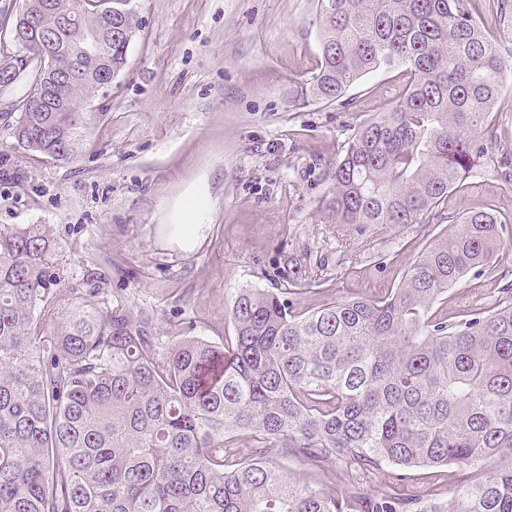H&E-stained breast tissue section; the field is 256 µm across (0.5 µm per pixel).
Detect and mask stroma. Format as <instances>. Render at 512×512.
I'll use <instances>...</instances> for the list:
<instances>
[{"label":"stroma","instance_id":"stroma-1","mask_svg":"<svg viewBox=\"0 0 512 512\" xmlns=\"http://www.w3.org/2000/svg\"><path fill=\"white\" fill-rule=\"evenodd\" d=\"M140 30L123 72L88 104L80 155L27 153L0 119V226L50 225L62 310L76 290L124 302L161 343L232 336L241 288L294 287L307 311L397 287L444 223L362 231L326 224L328 169L357 125L393 104L392 75L368 74L348 103L310 91L320 64L317 0H133ZM451 204L495 205L508 217L498 259L449 289L455 320L512 284V183L476 171ZM289 478L330 492L373 494L334 459H273ZM462 469L411 470L397 492L438 500L461 491Z\"/></svg>","mask_w":512,"mask_h":512}]
</instances>
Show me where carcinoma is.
I'll use <instances>...</instances> for the list:
<instances>
[{"mask_svg": "<svg viewBox=\"0 0 512 512\" xmlns=\"http://www.w3.org/2000/svg\"><path fill=\"white\" fill-rule=\"evenodd\" d=\"M478 0H317L312 95L339 100L363 76L397 73L393 106L360 124L330 166L323 223L376 229L448 212L400 284L296 311L283 291L241 288L224 346L181 336L158 350L152 323L97 288L59 317L47 224L0 227V512H512V288L450 321L432 307L504 246L496 210L449 204L484 163L512 48L487 36ZM104 36L101 57L48 83L37 59L17 80V142L69 162L103 73L122 71L131 3L86 11L57 34L67 52ZM51 98L67 112H26ZM246 435L262 454L225 446ZM333 458L387 490L335 494L292 480L268 455ZM498 461L491 473L484 462ZM457 464L445 502L389 490L396 471Z\"/></svg>", "mask_w": 512, "mask_h": 512, "instance_id": "obj_1", "label": "carcinoma"}]
</instances>
